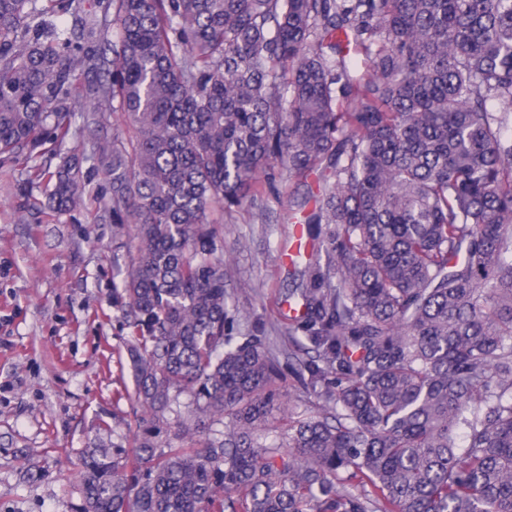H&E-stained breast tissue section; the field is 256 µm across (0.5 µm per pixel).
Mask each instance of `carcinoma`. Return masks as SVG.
Segmentation results:
<instances>
[{
	"label": "carcinoma",
	"instance_id": "1",
	"mask_svg": "<svg viewBox=\"0 0 512 512\" xmlns=\"http://www.w3.org/2000/svg\"><path fill=\"white\" fill-rule=\"evenodd\" d=\"M112 9L108 70L83 0H0L1 158L63 143L93 100L135 131L60 157L47 193L73 210L92 160L136 228L112 305L143 414L82 457L83 512H512V0ZM277 166L316 184L291 214L323 252L296 249L292 333L322 416L233 335L209 220Z\"/></svg>",
	"mask_w": 512,
	"mask_h": 512
}]
</instances>
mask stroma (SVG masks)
<instances>
[{"mask_svg":"<svg viewBox=\"0 0 512 512\" xmlns=\"http://www.w3.org/2000/svg\"><path fill=\"white\" fill-rule=\"evenodd\" d=\"M85 121L77 114L57 150L0 161V512H81L85 449L127 445L136 431L128 331L112 305L134 227L113 223L107 180L88 161L80 208L32 207L60 155L88 151ZM37 169L43 179L33 178ZM297 194L283 173L262 204L211 215L234 331L276 337L283 362L307 355L288 334L289 292L306 283L289 259Z\"/></svg>","mask_w":512,"mask_h":512,"instance_id":"obj_1","label":"stroma"}]
</instances>
